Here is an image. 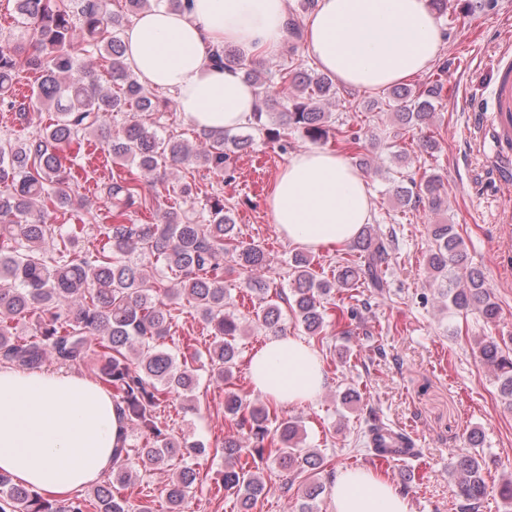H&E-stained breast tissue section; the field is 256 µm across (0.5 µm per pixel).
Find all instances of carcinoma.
<instances>
[{
  "label": "carcinoma",
  "instance_id": "cac0c4a2",
  "mask_svg": "<svg viewBox=\"0 0 512 512\" xmlns=\"http://www.w3.org/2000/svg\"><path fill=\"white\" fill-rule=\"evenodd\" d=\"M17 23L32 32L0 47V109L14 113L23 122L31 111L46 109L54 122L23 140L0 141V364L22 371H40L53 363L59 368L84 364L95 379L112 391L127 423L143 428L146 441L122 449L112 467V478L97 483L87 493L64 499L34 491L0 473V512H154L149 502H130L114 494L115 485L127 484L134 465L145 470L161 469L173 459L185 462L164 488L168 512H185L194 492L198 473L186 460L205 449L199 441L175 438L167 422L157 415L162 398L170 392L194 396L199 383L197 369L188 360L178 362L165 346L173 314L165 300L184 295L211 328L212 342L206 350L210 380L224 385V414L246 433L249 443L237 437L224 439V490L236 495L239 512H252L258 499L269 492L249 461L271 458L288 474L305 476L303 503L299 512H313L323 493L324 458L303 447L304 434L298 421L279 417L269 402H249L236 391L233 366L237 358L236 337L242 333L240 319L227 310L224 275L257 271L266 266L265 250L239 238L236 225L225 214L224 200L213 197L206 215L193 221L176 209L162 211L159 224H137L130 209L141 199V177L162 167H204L232 178L225 168L230 154L250 148L254 134H262L288 148V133L299 131L313 143L329 140L331 113L316 102L336 95V82L313 70L288 71L281 83L286 95L261 80L256 64H247L230 46L213 53L222 66L236 67L258 87L255 122L249 131L214 136L203 132L192 149L173 138L163 137L153 126L131 122L122 134L108 135L114 112H146L160 123L171 101L141 85L124 58L120 39L129 22L156 5L179 7L182 0H127V12H114L109 0H14ZM91 48L104 51L112 91L102 89L92 72L78 59V52ZM34 71L37 79L30 94L19 95L17 85ZM440 86L427 82L412 89L392 88L387 106L404 130L419 131V147L431 152L435 136L425 133L434 117ZM336 143L354 147L359 136L338 126ZM94 136L103 140L112 162L134 166L138 173L112 176L103 187L112 219L97 225L101 246L92 255L72 249L74 232L53 226L74 205L68 192L72 167L65 152L74 142ZM400 197L436 214L446 207V194L439 178L423 176L395 188ZM188 201L192 186H154L155 199L171 194ZM433 240L427 259L430 285L459 314H476L487 324H496L500 306L495 301L485 272L472 265L464 240L452 224H431ZM49 239L57 241L51 251L43 249ZM393 231L386 233L368 224L348 245L359 250L363 261L344 263L328 279L314 269V257L296 252L291 259V297L270 293V282L255 276L248 288L260 301L256 317L279 335L282 310L289 304L306 333L324 343L328 323L350 335L349 327L358 308L331 301L341 289L365 285L377 293L388 287L389 251ZM155 258L172 275L165 283L145 273V264L133 255ZM230 257L223 266L220 260ZM26 321L24 336L17 326ZM479 361L494 372L498 391L512 411V347L503 338L483 336L476 341ZM364 437L368 451L380 460L416 457L413 436L393 429L374 414L366 420ZM484 462L467 451L456 454L453 473L458 478L460 512H479L486 493Z\"/></svg>",
  "mask_w": 512,
  "mask_h": 512
}]
</instances>
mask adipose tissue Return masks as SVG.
Wrapping results in <instances>:
<instances>
[{"label":"adipose tissue","instance_id":"obj_1","mask_svg":"<svg viewBox=\"0 0 512 512\" xmlns=\"http://www.w3.org/2000/svg\"><path fill=\"white\" fill-rule=\"evenodd\" d=\"M288 0H187L141 12L123 34L125 59L146 87L173 95L193 127L220 134L251 124L256 94L241 72L214 62L232 46L244 59L277 54L288 40ZM304 52L337 84L383 91L430 70L443 36L430 0H316L305 13ZM268 207L290 243L321 250L353 241L373 221L370 190L342 155L320 148L292 154ZM253 392L297 407L322 392L317 350L274 336L249 358ZM127 420L111 394L71 372L0 367V470L17 483L65 497L111 469L127 442ZM328 512H411L383 475L343 470Z\"/></svg>","mask_w":512,"mask_h":512}]
</instances>
